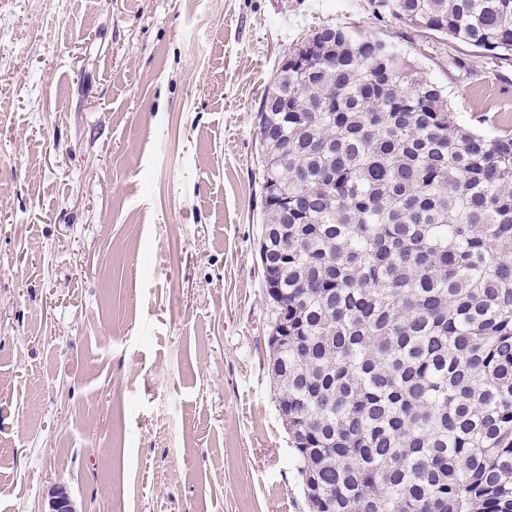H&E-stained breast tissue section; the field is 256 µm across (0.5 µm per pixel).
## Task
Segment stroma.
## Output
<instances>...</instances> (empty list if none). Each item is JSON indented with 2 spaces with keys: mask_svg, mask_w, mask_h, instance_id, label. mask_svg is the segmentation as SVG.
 Here are the masks:
<instances>
[{
  "mask_svg": "<svg viewBox=\"0 0 512 512\" xmlns=\"http://www.w3.org/2000/svg\"><path fill=\"white\" fill-rule=\"evenodd\" d=\"M324 25L499 135L512 61L371 0H0V512H308L258 274V99Z\"/></svg>",
  "mask_w": 512,
  "mask_h": 512,
  "instance_id": "stroma-1",
  "label": "stroma"
}]
</instances>
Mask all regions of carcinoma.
Returning <instances> with one entry per match:
<instances>
[{
	"mask_svg": "<svg viewBox=\"0 0 512 512\" xmlns=\"http://www.w3.org/2000/svg\"><path fill=\"white\" fill-rule=\"evenodd\" d=\"M512 58V0H373ZM257 107L269 353L310 512H512V131L392 39L322 26Z\"/></svg>",
	"mask_w": 512,
	"mask_h": 512,
	"instance_id": "1",
	"label": "carcinoma"
}]
</instances>
